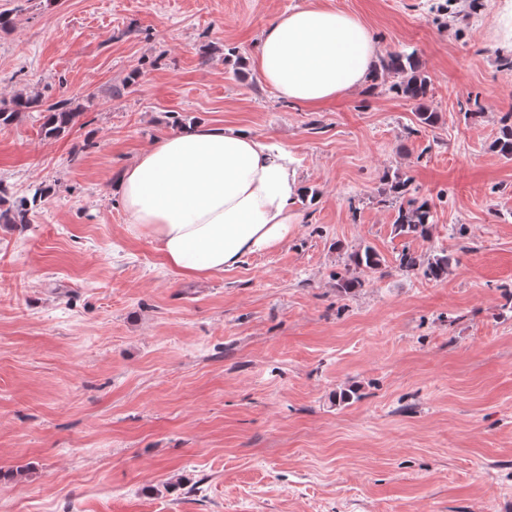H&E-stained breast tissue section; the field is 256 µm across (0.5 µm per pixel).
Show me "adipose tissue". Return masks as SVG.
<instances>
[{"mask_svg":"<svg viewBox=\"0 0 512 512\" xmlns=\"http://www.w3.org/2000/svg\"><path fill=\"white\" fill-rule=\"evenodd\" d=\"M375 51L356 15L305 6L266 30L255 65L281 99L316 106L363 84ZM115 190L132 230L151 235L186 277L233 269L282 244L303 192L286 148L197 124L144 151Z\"/></svg>","mask_w":512,"mask_h":512,"instance_id":"1","label":"adipose tissue"}]
</instances>
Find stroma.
<instances>
[{"label":"stroma","mask_w":512,"mask_h":512,"mask_svg":"<svg viewBox=\"0 0 512 512\" xmlns=\"http://www.w3.org/2000/svg\"><path fill=\"white\" fill-rule=\"evenodd\" d=\"M321 5L377 56L416 51L436 126L360 85L312 109L255 65ZM502 0H0V101L80 117L0 126V500L9 512H512V114ZM285 146L304 189L279 247L187 278L130 231L121 172L180 125ZM429 200L427 235L388 192ZM381 257L358 275L364 246ZM453 257L440 281L399 257ZM361 286L341 292L344 280ZM67 101L50 104L41 112L43 114L42 130L45 137L57 138L68 133L78 122L80 112L71 108ZM408 180H398L390 186V190L400 204L397 210L395 224L401 233L417 234L425 233L429 226L436 222V212L428 201L417 202L412 199L404 200ZM29 197H23L13 202L7 208L0 210V221L4 224H29V214L45 197V189L35 185L30 189Z\"/></svg>","instance_id":"obj_1"}]
</instances>
